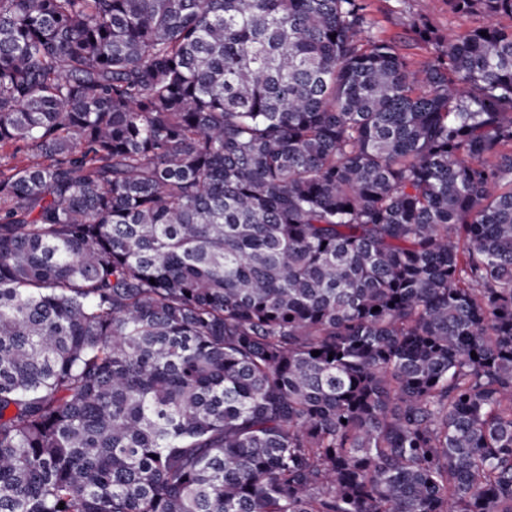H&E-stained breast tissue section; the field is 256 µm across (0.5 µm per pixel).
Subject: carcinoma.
<instances>
[{"label":"carcinoma","instance_id":"carcinoma-1","mask_svg":"<svg viewBox=\"0 0 512 512\" xmlns=\"http://www.w3.org/2000/svg\"><path fill=\"white\" fill-rule=\"evenodd\" d=\"M453 2L415 67L362 0H0V512H512V0Z\"/></svg>","mask_w":512,"mask_h":512}]
</instances>
